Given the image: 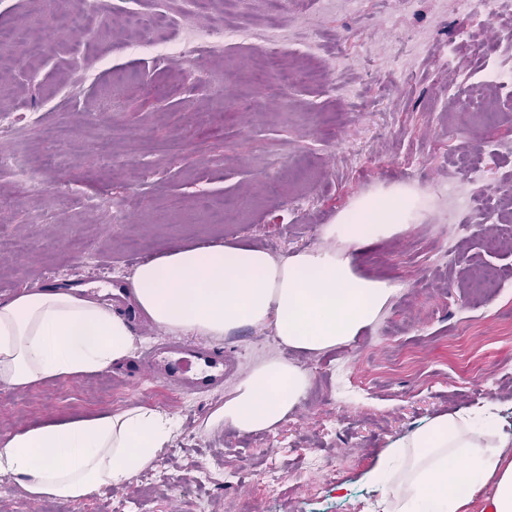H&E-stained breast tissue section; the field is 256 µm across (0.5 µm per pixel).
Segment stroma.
Segmentation results:
<instances>
[{"label":"stroma","instance_id":"stroma-1","mask_svg":"<svg viewBox=\"0 0 512 512\" xmlns=\"http://www.w3.org/2000/svg\"><path fill=\"white\" fill-rule=\"evenodd\" d=\"M160 0H98L99 37L36 14V0H0V109L16 127L0 149L39 172L35 193L0 170V239L29 248L0 256V299L45 283H78L98 266L121 284L167 245H255L276 256L319 245L321 225L380 185L409 183L431 200L407 232L353 253L355 271L398 293L347 346L310 354L273 328L213 341L243 371L285 359L312 383L277 429H206L215 396L182 395L140 377L135 360L81 378L0 388V438L66 416L148 406L180 428L151 489L133 477L71 501L0 485V512H374L361 475L388 438L432 416L486 402L512 426V240L481 220L512 194V90L487 89L471 46L512 68L506 0H292L268 21L258 0H213L197 27H245L223 52L159 62L126 14ZM295 74L259 84L268 26ZM452 63H445V53ZM68 130L61 145L29 113ZM107 189L120 223L93 208ZM225 199L236 221L214 224L201 198ZM488 269L496 291L473 292Z\"/></svg>","mask_w":512,"mask_h":512}]
</instances>
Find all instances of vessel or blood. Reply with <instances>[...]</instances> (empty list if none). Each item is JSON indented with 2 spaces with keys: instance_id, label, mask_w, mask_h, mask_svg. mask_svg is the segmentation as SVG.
I'll return each instance as SVG.
<instances>
[{
  "instance_id": "b4317fda",
  "label": "vessel or blood",
  "mask_w": 512,
  "mask_h": 512,
  "mask_svg": "<svg viewBox=\"0 0 512 512\" xmlns=\"http://www.w3.org/2000/svg\"><path fill=\"white\" fill-rule=\"evenodd\" d=\"M143 367L173 388L207 393L223 387L236 362L231 355L206 345L165 338L145 351Z\"/></svg>"
}]
</instances>
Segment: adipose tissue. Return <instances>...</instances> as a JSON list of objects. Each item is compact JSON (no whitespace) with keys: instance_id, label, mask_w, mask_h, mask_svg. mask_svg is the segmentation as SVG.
<instances>
[{"instance_id":"ef3b65f1","label":"adipose tissue","mask_w":512,"mask_h":512,"mask_svg":"<svg viewBox=\"0 0 512 512\" xmlns=\"http://www.w3.org/2000/svg\"><path fill=\"white\" fill-rule=\"evenodd\" d=\"M416 187L378 186L323 225L338 252L309 247L275 257L221 242L173 247L139 265L134 301L164 330L223 338L273 328L285 345L320 354L351 344L382 314L396 286L357 274L351 250L406 232L426 215ZM129 323L88 288L49 283L0 300V388L111 370L131 356ZM312 382L304 368L264 362L243 376L209 414L207 428L252 434L278 427ZM179 428L147 406L50 421L0 439V474L33 498L79 501L119 487L150 467ZM512 432L484 403L434 415L388 439L361 481L382 512H512Z\"/></svg>"}]
</instances>
